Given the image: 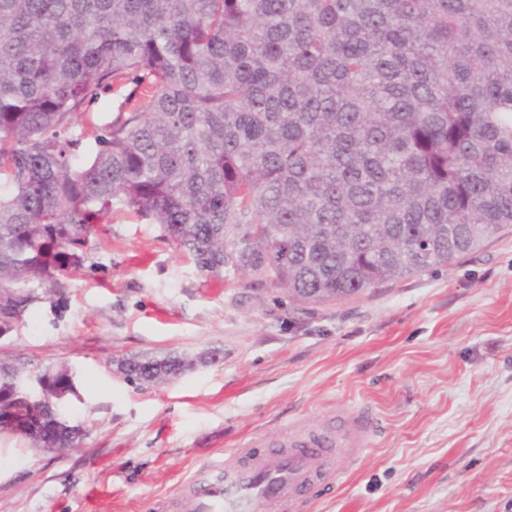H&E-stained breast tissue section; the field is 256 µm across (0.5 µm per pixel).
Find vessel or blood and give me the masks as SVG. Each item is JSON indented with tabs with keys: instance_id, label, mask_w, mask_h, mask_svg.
<instances>
[{
	"instance_id": "b4317fda",
	"label": "vessel or blood",
	"mask_w": 512,
	"mask_h": 512,
	"mask_svg": "<svg viewBox=\"0 0 512 512\" xmlns=\"http://www.w3.org/2000/svg\"><path fill=\"white\" fill-rule=\"evenodd\" d=\"M378 421L365 406L336 413V436L299 435L285 450L258 454L259 439L244 442L234 463L216 459L181 489V504L191 512H300L309 498L311 478L321 471L341 474L344 463H357Z\"/></svg>"
}]
</instances>
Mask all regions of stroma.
Segmentation results:
<instances>
[{"label":"stroma","mask_w":512,"mask_h":512,"mask_svg":"<svg viewBox=\"0 0 512 512\" xmlns=\"http://www.w3.org/2000/svg\"><path fill=\"white\" fill-rule=\"evenodd\" d=\"M131 83L78 115L77 151L126 109ZM213 352L150 386L119 360ZM65 364L80 447L0 438V512H159L211 459L252 436L378 419L356 470L314 478L309 512H512V231L449 267L321 305L235 272L213 278L160 225L114 212L82 271L36 303L0 362Z\"/></svg>","instance_id":"stroma-1"}]
</instances>
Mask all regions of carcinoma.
<instances>
[{"label":"carcinoma","mask_w":512,"mask_h":512,"mask_svg":"<svg viewBox=\"0 0 512 512\" xmlns=\"http://www.w3.org/2000/svg\"><path fill=\"white\" fill-rule=\"evenodd\" d=\"M128 111L74 163L107 82ZM198 270L325 304L445 267L512 227V0H0V290L25 311L116 208ZM0 304V315L8 308ZM170 353L118 362L156 385ZM63 383L59 368L0 364ZM32 448H72L32 423Z\"/></svg>","instance_id":"1"}]
</instances>
